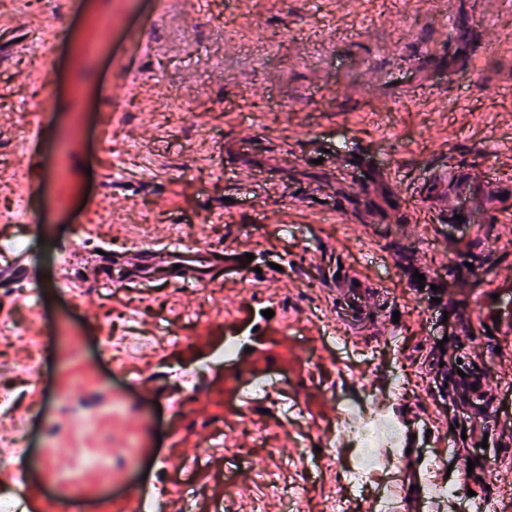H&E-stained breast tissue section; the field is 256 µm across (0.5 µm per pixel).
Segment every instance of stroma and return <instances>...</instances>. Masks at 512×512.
<instances>
[{
	"label": "stroma",
	"mask_w": 512,
	"mask_h": 512,
	"mask_svg": "<svg viewBox=\"0 0 512 512\" xmlns=\"http://www.w3.org/2000/svg\"><path fill=\"white\" fill-rule=\"evenodd\" d=\"M41 35L57 42L48 72L30 49ZM46 91L30 157L23 104ZM445 168L461 180L429 185ZM488 172L512 187V0H0V239L37 258L30 278H5L0 387L20 409L44 402L0 438L29 429L42 499L72 512L100 499L121 512L162 457L172 476L205 459L183 493L199 512H284L287 492L297 512H372L388 477L404 496L467 465L494 512H512V308L496 324L479 313L486 289L512 296V219L486 222L502 200L482 189ZM89 242L254 259L190 291L88 281L73 295L55 284L59 247ZM336 262L389 293L376 324L341 320ZM412 269L446 285V320L430 321ZM265 305L252 372L278 378L292 408L241 416L220 364L178 389ZM172 327L189 344L173 347ZM465 343L495 427L439 376ZM163 395L177 411L158 409ZM345 400L386 405L414 434L399 469L376 465L361 488Z\"/></svg>",
	"instance_id": "stroma-1"
}]
</instances>
